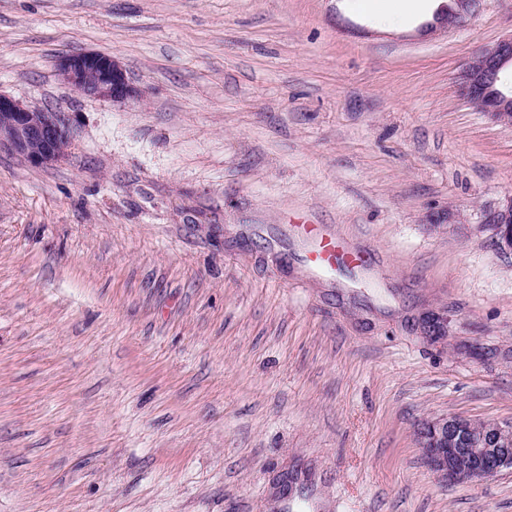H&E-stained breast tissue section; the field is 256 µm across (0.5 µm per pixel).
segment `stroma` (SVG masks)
<instances>
[{
    "label": "stroma",
    "mask_w": 512,
    "mask_h": 512,
    "mask_svg": "<svg viewBox=\"0 0 512 512\" xmlns=\"http://www.w3.org/2000/svg\"><path fill=\"white\" fill-rule=\"evenodd\" d=\"M428 2L0 0V93L74 131L0 149V512H512L415 435L512 421V126L458 89L512 0ZM87 50L138 99L70 89ZM493 224H497L496 235L499 249L512 250V199L507 205L498 210L493 218ZM303 229L307 235L318 241L317 249L310 260L315 267L338 262L357 264L361 261L360 256L342 250L333 238L324 237L318 224H307Z\"/></svg>",
    "instance_id": "stroma-1"
}]
</instances>
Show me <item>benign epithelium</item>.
I'll list each match as a JSON object with an SVG mask.
<instances>
[{"label": "benign epithelium", "mask_w": 512, "mask_h": 512, "mask_svg": "<svg viewBox=\"0 0 512 512\" xmlns=\"http://www.w3.org/2000/svg\"><path fill=\"white\" fill-rule=\"evenodd\" d=\"M479 0H452L455 25L471 16ZM512 63V36L482 50L460 76L461 94L496 121L512 125V96L503 92L504 69ZM58 73L83 96L125 102L137 99L122 62L114 55L86 51L59 59ZM67 116L31 108L0 93V148L6 147L34 166L63 159L71 145ZM499 249L512 250V201L498 210ZM461 417L426 420L418 433L425 465L445 483L479 482L512 469V423L467 420L472 435L460 430Z\"/></svg>", "instance_id": "1"}]
</instances>
